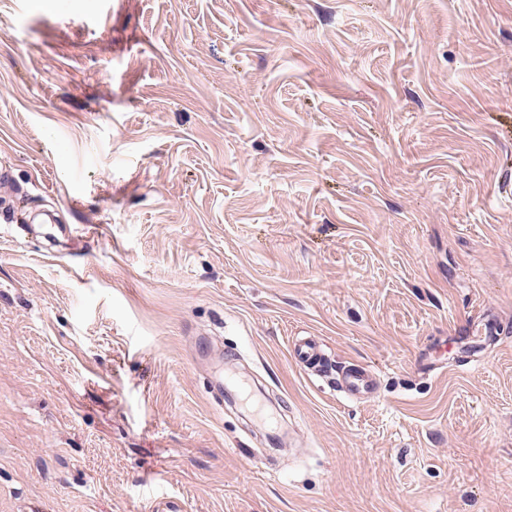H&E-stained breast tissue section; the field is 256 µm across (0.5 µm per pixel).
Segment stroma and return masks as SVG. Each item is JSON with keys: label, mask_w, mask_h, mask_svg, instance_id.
<instances>
[{"label": "stroma", "mask_w": 512, "mask_h": 512, "mask_svg": "<svg viewBox=\"0 0 512 512\" xmlns=\"http://www.w3.org/2000/svg\"><path fill=\"white\" fill-rule=\"evenodd\" d=\"M18 2L0 512H512V0ZM294 357L303 364L323 368V357L319 344L312 338L306 337L294 345ZM336 387L349 396H359L370 393L376 384L374 375L366 368L354 366L338 372L337 377L331 378Z\"/></svg>", "instance_id": "stroma-1"}]
</instances>
